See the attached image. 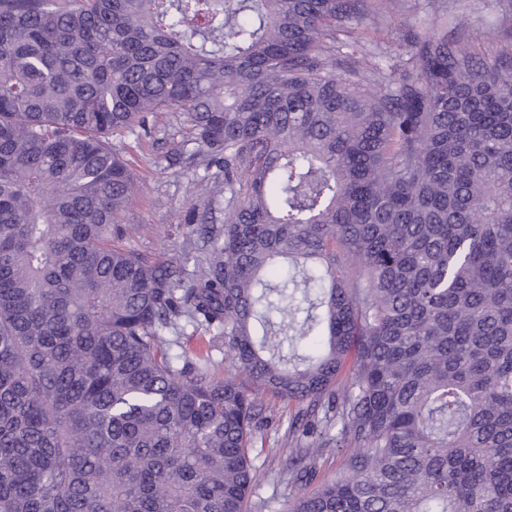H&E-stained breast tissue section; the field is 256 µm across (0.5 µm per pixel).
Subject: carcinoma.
Returning a JSON list of instances; mask_svg holds the SVG:
<instances>
[{"instance_id":"carcinoma-1","label":"carcinoma","mask_w":512,"mask_h":512,"mask_svg":"<svg viewBox=\"0 0 512 512\" xmlns=\"http://www.w3.org/2000/svg\"><path fill=\"white\" fill-rule=\"evenodd\" d=\"M396 4L0 0V512H245L266 394L293 485L356 445L293 512H512V45L451 11L371 84L336 44ZM154 112L224 184L191 272L114 244ZM209 334L203 329H194L191 326H187L184 333L180 337V347L175 348L174 352L179 353L182 350L187 351L190 354H194L199 349H204L208 345Z\"/></svg>"}]
</instances>
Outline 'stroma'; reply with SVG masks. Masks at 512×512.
<instances>
[{
    "label": "stroma",
    "mask_w": 512,
    "mask_h": 512,
    "mask_svg": "<svg viewBox=\"0 0 512 512\" xmlns=\"http://www.w3.org/2000/svg\"><path fill=\"white\" fill-rule=\"evenodd\" d=\"M464 2V12L474 27L472 48L488 58L512 39L502 22V0H401L396 11L375 18L364 49L366 65L400 79L411 72L410 32L430 29L439 14ZM152 136L114 135L110 143L134 176L138 190L118 222L120 247L158 259H171L193 269L198 252L195 241L183 233L189 208H210L223 220L224 195L207 151L195 139L193 123L185 112H158L150 119ZM266 422L257 433L251 455L258 470L251 497V512H289L297 489L288 481V422L302 406L264 396ZM316 460L318 482L345 474L354 448L339 428L322 433Z\"/></svg>",
    "instance_id": "stroma-1"
}]
</instances>
